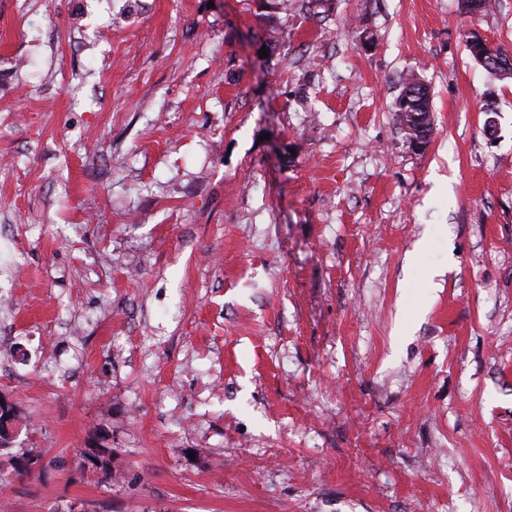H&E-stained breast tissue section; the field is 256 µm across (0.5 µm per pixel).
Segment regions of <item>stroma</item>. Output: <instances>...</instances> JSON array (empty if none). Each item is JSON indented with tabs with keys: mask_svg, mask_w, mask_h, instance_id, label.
<instances>
[{
	"mask_svg": "<svg viewBox=\"0 0 512 512\" xmlns=\"http://www.w3.org/2000/svg\"><path fill=\"white\" fill-rule=\"evenodd\" d=\"M303 2L0 0L13 512H512V0ZM479 45L473 50V56L479 64L488 68H504L507 69L512 65L511 55H500L498 57L497 49L487 40L478 37ZM394 112L398 123L403 126L408 118V112L424 114L427 125L420 135L431 138L433 134V121L429 105V89L423 82L417 81V77L411 75L403 80V89L394 102Z\"/></svg>",
	"mask_w": 512,
	"mask_h": 512,
	"instance_id": "obj_1",
	"label": "stroma"
}]
</instances>
